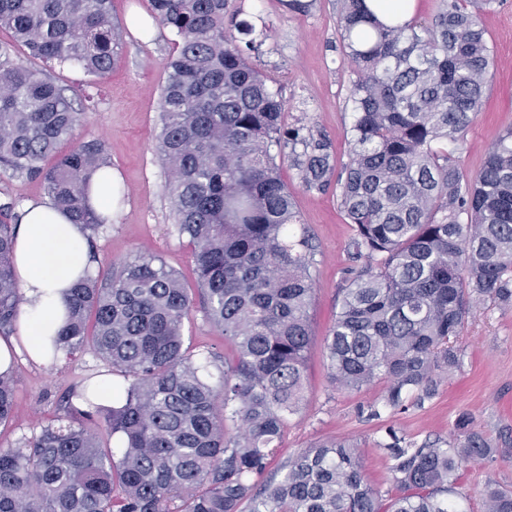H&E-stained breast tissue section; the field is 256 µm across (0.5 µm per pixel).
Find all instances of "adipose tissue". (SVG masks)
I'll return each mask as SVG.
<instances>
[{
    "label": "adipose tissue",
    "mask_w": 512,
    "mask_h": 512,
    "mask_svg": "<svg viewBox=\"0 0 512 512\" xmlns=\"http://www.w3.org/2000/svg\"><path fill=\"white\" fill-rule=\"evenodd\" d=\"M92 261L82 225L59 212L50 199L28 202L16 232L15 277L23 295L17 333L0 337V373L20 356L48 361L52 339L66 322L72 286Z\"/></svg>",
    "instance_id": "obj_1"
}]
</instances>
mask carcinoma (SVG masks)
<instances>
[{"instance_id": "1", "label": "carcinoma", "mask_w": 512, "mask_h": 512, "mask_svg": "<svg viewBox=\"0 0 512 512\" xmlns=\"http://www.w3.org/2000/svg\"><path fill=\"white\" fill-rule=\"evenodd\" d=\"M112 0H0V28L28 55L102 81L123 34ZM179 38L166 66L158 152L179 236L192 246L206 319L233 349L220 385L185 343L191 292L163 260L140 253L71 289L52 358L89 352L123 378L121 405L65 401L40 430L0 448V512H453L457 471L498 449L461 414L462 438L384 444L398 495L367 483L357 446L319 442L263 486L268 461L303 403L314 337L315 246L277 158L303 186L339 189L356 258L326 339L333 382L386 383L382 406L401 410L437 392L459 365L451 338L471 304H512V127L471 178L452 160L480 112L495 66L481 25L491 0H441L434 22L385 24L365 0H339L352 66L350 161L335 173L332 145L289 127L285 104L250 55L256 25L229 20L228 0H151ZM77 113L46 73L0 47V172L44 184L55 206L92 233L91 178L108 176L105 141L72 138ZM56 158L48 166L46 160ZM21 215L0 204V335L15 330L21 296L14 235ZM17 380L0 375V426L12 421ZM114 436L120 454L104 442ZM487 512H512V491L490 483Z\"/></svg>"}]
</instances>
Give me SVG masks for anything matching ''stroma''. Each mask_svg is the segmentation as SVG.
I'll return each mask as SVG.
<instances>
[{
  "instance_id": "obj_1",
  "label": "stroma",
  "mask_w": 512,
  "mask_h": 512,
  "mask_svg": "<svg viewBox=\"0 0 512 512\" xmlns=\"http://www.w3.org/2000/svg\"><path fill=\"white\" fill-rule=\"evenodd\" d=\"M229 11L241 18L261 17L267 35L253 66L275 79L286 105L287 125L320 130L332 144L336 168L349 161L346 131L351 114L346 107L351 67L342 61V39L336 26L337 0H313L308 13L289 12L282 0H229ZM481 23L495 51L492 88L484 109L453 145L452 155L468 176L480 170L491 145L512 125V0H493ZM120 60L105 83H95L83 70L52 66L53 80L80 87L86 99H74L78 121L74 141L99 138L106 142L112 169L121 178L124 204L112 223L93 237L96 267L119 265L141 252L153 253L194 288L192 250L176 231L171 200L165 190L167 171L157 152L161 132L160 95L165 64L177 50L178 38L166 27L125 30ZM302 224L314 235V341L305 370V397L299 414L291 417L272 455L270 473L280 472L289 458L325 439H350L358 449L364 474L383 495L396 488L390 461L380 444L387 431L405 441L422 443L459 438V414H468L475 431L491 444L512 448V305L481 301L467 315L453 345L458 367L441 374L436 396L410 400L405 409H383L384 383L359 390L337 387L326 358L325 341L341 298L345 272L352 267L353 230L340 208L335 189L306 190L296 170L282 164ZM185 339L198 353L230 355L222 336L193 309L184 326ZM92 355L76 361L40 365L18 359L17 392L12 423L0 427V446L30 435L57 413L69 394L77 393ZM512 489V457L463 464L455 500L462 512H485L488 482Z\"/></svg>"
}]
</instances>
